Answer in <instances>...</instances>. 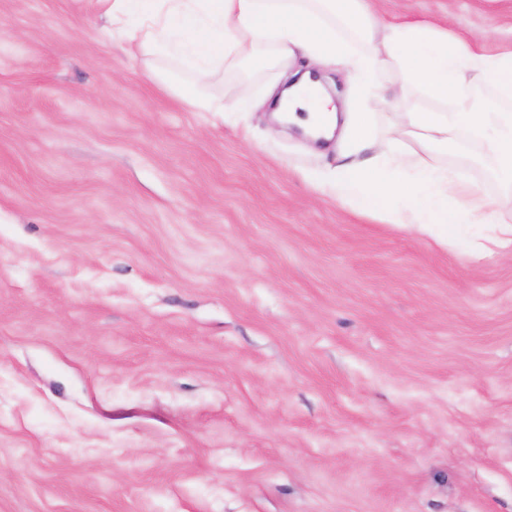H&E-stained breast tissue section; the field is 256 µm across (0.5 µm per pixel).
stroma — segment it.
<instances>
[{"instance_id":"35a3bbf8","label":"stroma","mask_w":512,"mask_h":512,"mask_svg":"<svg viewBox=\"0 0 512 512\" xmlns=\"http://www.w3.org/2000/svg\"><path fill=\"white\" fill-rule=\"evenodd\" d=\"M512 47V0H372ZM90 0H0V512H512V256L361 215ZM283 73L216 72L266 99Z\"/></svg>"}]
</instances>
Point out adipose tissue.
<instances>
[{"label":"adipose tissue","instance_id":"obj_1","mask_svg":"<svg viewBox=\"0 0 512 512\" xmlns=\"http://www.w3.org/2000/svg\"><path fill=\"white\" fill-rule=\"evenodd\" d=\"M117 33L139 48L192 67L197 81L158 75L178 99L225 118L253 111L244 96L215 106L201 82L216 66L237 73L303 54L313 65L344 67L359 91L356 111L339 116L320 83L302 77L282 90L276 119L318 141L342 132L334 168L318 173L322 190L353 210L409 224L448 241L472 224L493 237L472 253L512 255V50L483 51V38H462L427 21L387 23L369 0H94ZM428 109L403 112L393 133L376 108L401 109L414 94ZM472 151L500 187L498 199L448 168L449 151Z\"/></svg>","mask_w":512,"mask_h":512}]
</instances>
